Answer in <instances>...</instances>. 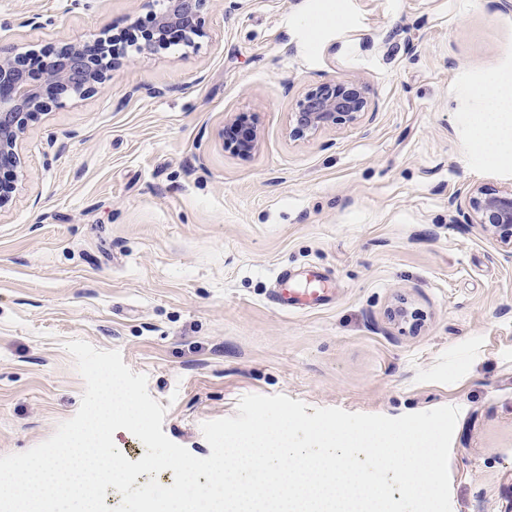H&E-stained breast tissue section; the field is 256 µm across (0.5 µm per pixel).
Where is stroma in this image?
<instances>
[{
	"label": "stroma",
	"instance_id": "stroma-1",
	"mask_svg": "<svg viewBox=\"0 0 512 512\" xmlns=\"http://www.w3.org/2000/svg\"><path fill=\"white\" fill-rule=\"evenodd\" d=\"M145 0H0V45L123 39ZM40 15V25L29 24ZM198 50H146L109 88L50 105L0 207V456L48 439L85 389L67 341L148 377L162 429L204 458L203 422L247 394L398 417L459 409L452 512H512V258L456 223L512 187L471 146L487 73L512 72L503 0H212ZM364 79L362 123L289 138L296 100ZM261 144L226 153L225 118ZM328 303L272 306L280 270ZM403 306L415 322L393 321ZM260 127L255 113L237 112L225 120L222 130L224 150L247 160L253 157L260 144Z\"/></svg>",
	"mask_w": 512,
	"mask_h": 512
}]
</instances>
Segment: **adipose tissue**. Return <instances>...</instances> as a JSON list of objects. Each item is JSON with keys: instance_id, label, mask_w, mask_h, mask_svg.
<instances>
[{"instance_id": "ef3b65f1", "label": "adipose tissue", "mask_w": 512, "mask_h": 512, "mask_svg": "<svg viewBox=\"0 0 512 512\" xmlns=\"http://www.w3.org/2000/svg\"><path fill=\"white\" fill-rule=\"evenodd\" d=\"M476 151L490 159H512V74H488L470 119Z\"/></svg>"}]
</instances>
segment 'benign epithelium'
Wrapping results in <instances>:
<instances>
[{"instance_id": "1", "label": "benign epithelium", "mask_w": 512, "mask_h": 512, "mask_svg": "<svg viewBox=\"0 0 512 512\" xmlns=\"http://www.w3.org/2000/svg\"><path fill=\"white\" fill-rule=\"evenodd\" d=\"M210 0H148V11L134 20L144 47H163L172 42L188 49L199 47L207 36L206 14ZM128 53L119 47L106 49L102 39L72 44L53 57L31 64L19 54L0 47V206L17 188L22 169L20 143L29 124L40 119L49 103L81 98L108 87L111 72ZM372 110L369 85L361 78L329 79L309 88L296 101L288 136L309 140L318 132L338 125H356ZM260 127L255 114L237 112L225 120L224 150L247 160L257 152ZM465 223L501 244L512 254V189L470 191Z\"/></svg>"}]
</instances>
